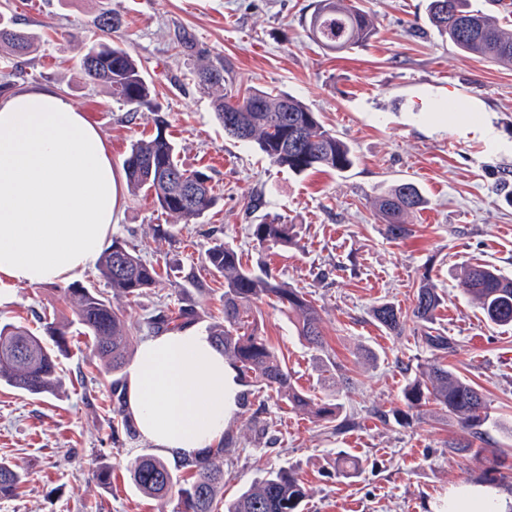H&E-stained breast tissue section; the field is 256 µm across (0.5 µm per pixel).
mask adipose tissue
I'll list each match as a JSON object with an SVG mask.
<instances>
[{"label":"adipose tissue","instance_id":"obj_1","mask_svg":"<svg viewBox=\"0 0 512 512\" xmlns=\"http://www.w3.org/2000/svg\"><path fill=\"white\" fill-rule=\"evenodd\" d=\"M118 181L97 126L58 89L0 101V302L18 286L69 281L112 233ZM125 409L162 455L194 459L224 438L240 409L237 372L201 326L143 340L126 370ZM448 512H512L489 485H462Z\"/></svg>","mask_w":512,"mask_h":512}]
</instances>
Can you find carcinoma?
Masks as SVG:
<instances>
[{
  "label": "carcinoma",
  "instance_id": "obj_1",
  "mask_svg": "<svg viewBox=\"0 0 512 512\" xmlns=\"http://www.w3.org/2000/svg\"><path fill=\"white\" fill-rule=\"evenodd\" d=\"M427 21L445 40L463 52L502 65H512V32L501 27L496 17L476 7L473 0H429ZM121 24L119 15L106 9L100 13L97 29L109 37ZM312 39L330 50L352 48L373 33L371 16L352 0H318L310 16ZM35 47V37L8 23H0V50L19 57ZM85 80L104 87L113 100L136 109L149 104L151 87L129 50L109 40L100 41L81 59ZM197 86L212 95L216 120L224 132L238 140L255 143L278 167L295 174L312 169L348 171L355 162L351 147L324 127L318 115L306 104L284 92L249 87L245 92L224 90V60L208 58L195 71ZM156 136L132 144L123 166L132 194L152 196L162 213L184 224L205 217L219 200L212 177L201 170H187L177 159L174 143L163 134L165 121L155 118ZM426 198L413 182L402 181L373 200V207L385 224L387 235L396 240L411 233L408 217L423 208ZM252 237L260 246H288L294 238V225L274 220L252 225ZM207 267L224 276V323L210 330L215 347L238 372V380L251 390L241 395V404L255 390L309 414L325 424L341 414L338 404L318 403L292 382L287 363L258 332V325L246 326L244 314L250 305L275 298L294 318L297 336L308 347L321 351L324 340L318 309L296 288L277 281L269 271H255L243 265L238 252L216 243L206 254ZM100 277L115 293L137 297L160 284L158 269L135 251L114 241L98 257ZM458 288L475 301L485 320L500 327H512V278L496 266L475 263L465 266ZM73 298L75 321L93 342L94 353L104 361L113 376L112 436L133 433L134 426L124 409L122 383L118 377L134 337L125 326V313L114 306L100 289L74 285L64 289ZM442 298L431 284L423 282L416 292L411 314L384 303L372 310L374 320L395 336L406 330L407 319L417 323L433 320ZM196 311L184 305L177 311L161 310L146 321L148 332L157 334L172 325H188ZM43 331L25 325L0 322V382L30 395L53 393L60 385L57 354L67 349V332L55 322H42ZM402 399L408 409H419L431 402L441 406L456 421L459 435L448 443L452 453L471 452L485 463L484 479L490 483H511L509 455L488 447L485 425L490 420L483 394L445 364H425L404 387ZM230 449L219 445L181 467L191 470L182 479L157 456L142 455L127 463L139 492L164 498L177 495L173 512H301L307 497L304 484L289 467L271 470L254 486L230 500L224 490V456ZM21 475L17 466L0 459V499L12 496Z\"/></svg>",
  "mask_w": 512,
  "mask_h": 512
}]
</instances>
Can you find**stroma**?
Returning a JSON list of instances; mask_svg holds the SVG:
<instances>
[{
  "label": "stroma",
  "instance_id": "obj_1",
  "mask_svg": "<svg viewBox=\"0 0 512 512\" xmlns=\"http://www.w3.org/2000/svg\"><path fill=\"white\" fill-rule=\"evenodd\" d=\"M106 0H9L6 18L35 35L0 98L35 85L62 91L86 112L122 171L130 146L168 123L184 168L212 175L220 200L196 224H176L152 198L119 181L112 237L166 279L140 296H112L137 340L158 311L194 305L197 323L223 320L224 279L207 271L214 238L244 264L262 265L300 289L320 310L325 348L300 341L285 309L251 307L261 333L284 357L294 385L338 403L343 429L314 421L263 395L232 416L224 495L233 497L267 471L287 466L307 489L303 512H446L451 491L483 481L482 459L448 449L455 421L435 405L407 410L402 390L419 366L439 359L484 395L492 442L512 451V329L487 323L458 287L461 267L489 263L512 275V67L460 53L425 22L428 0H357L376 32L366 43L331 52L309 37L315 0H107L121 17L114 43L128 48L153 88L150 109L129 114L103 88L87 84L79 60L98 30ZM224 59L225 87L285 91L302 100L353 149L345 174L297 176L273 165L255 144L227 136L208 94L195 85L201 54ZM401 181L419 186L425 207L405 238L387 237L375 197ZM263 201L256 210L251 198ZM295 227L285 247L258 246L250 225ZM443 298L431 326L408 322L389 334L372 318L390 303L410 311L422 281ZM63 284L19 287L0 304V320L38 328V315L68 323L69 352L59 358L61 388L31 396L0 383V458L24 475L0 512H172L175 498H150L134 486L127 460L152 453L139 436H113L110 374L91 340L72 322ZM448 350L433 351L427 335ZM335 363L342 385L326 382ZM362 472L345 479L339 458ZM112 467L102 486L93 470Z\"/></svg>",
  "mask_w": 512,
  "mask_h": 512
}]
</instances>
